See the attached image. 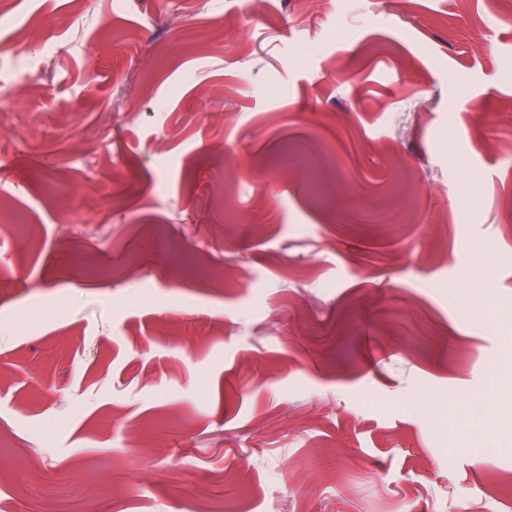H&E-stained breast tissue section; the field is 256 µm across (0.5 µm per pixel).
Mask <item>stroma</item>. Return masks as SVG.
<instances>
[{
    "instance_id": "1",
    "label": "stroma",
    "mask_w": 512,
    "mask_h": 512,
    "mask_svg": "<svg viewBox=\"0 0 512 512\" xmlns=\"http://www.w3.org/2000/svg\"><path fill=\"white\" fill-rule=\"evenodd\" d=\"M89 506L512 512L496 0L0 6V512Z\"/></svg>"
}]
</instances>
